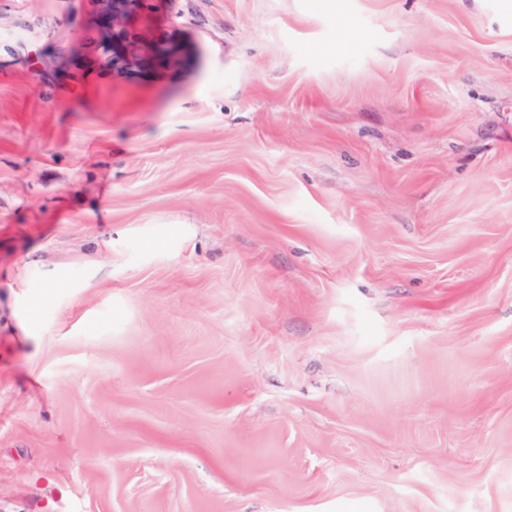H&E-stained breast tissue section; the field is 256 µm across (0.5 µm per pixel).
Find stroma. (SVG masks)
<instances>
[{
    "instance_id": "1",
    "label": "stroma",
    "mask_w": 512,
    "mask_h": 512,
    "mask_svg": "<svg viewBox=\"0 0 512 512\" xmlns=\"http://www.w3.org/2000/svg\"><path fill=\"white\" fill-rule=\"evenodd\" d=\"M0 0V512H512V0ZM144 1L97 0L105 27L96 48L102 63L113 70H129L151 58L171 57L177 52L172 43L127 30L128 17L138 12Z\"/></svg>"
}]
</instances>
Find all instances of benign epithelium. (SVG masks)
<instances>
[{
    "label": "benign epithelium",
    "instance_id": "7a95c632",
    "mask_svg": "<svg viewBox=\"0 0 512 512\" xmlns=\"http://www.w3.org/2000/svg\"><path fill=\"white\" fill-rule=\"evenodd\" d=\"M105 27L97 43L102 63L114 70H129L157 57H171L177 47L167 41L131 33L126 28L129 16L140 10L144 0H97Z\"/></svg>",
    "mask_w": 512,
    "mask_h": 512
}]
</instances>
